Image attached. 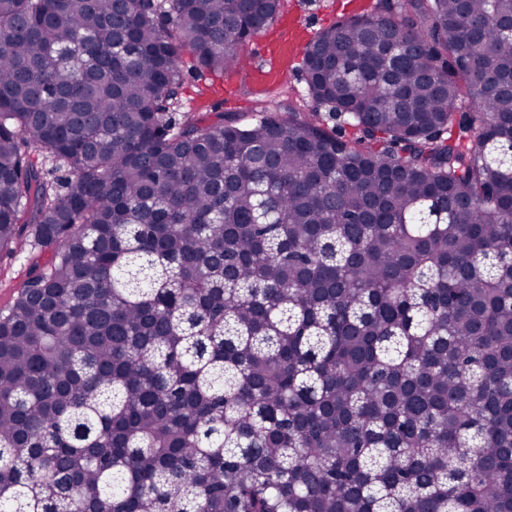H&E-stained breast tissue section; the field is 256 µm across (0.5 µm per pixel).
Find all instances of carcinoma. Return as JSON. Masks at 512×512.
I'll return each mask as SVG.
<instances>
[{"instance_id":"obj_1","label":"carcinoma","mask_w":512,"mask_h":512,"mask_svg":"<svg viewBox=\"0 0 512 512\" xmlns=\"http://www.w3.org/2000/svg\"><path fill=\"white\" fill-rule=\"evenodd\" d=\"M282 2L0 0V512H512V0L173 116ZM186 66L183 73L182 99L184 108L181 111L191 109L199 117L207 118L210 106L223 102L221 110L225 112H250L257 102L266 94L265 90L256 91L251 83V75L248 71L224 72V76L197 74L192 68L188 55L185 56ZM234 78L231 88L225 81L228 77ZM33 249L25 239L11 255L0 254V309H4L21 288Z\"/></svg>"}]
</instances>
